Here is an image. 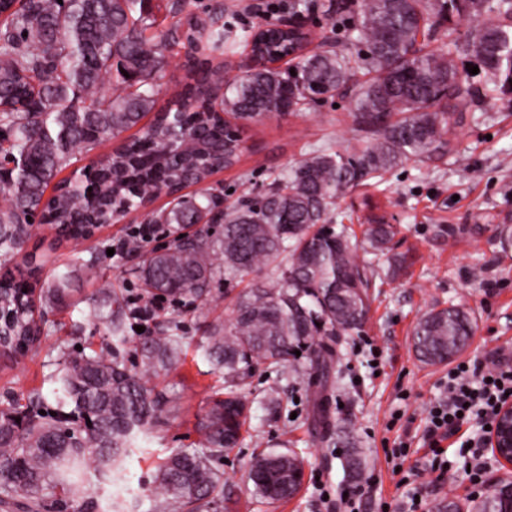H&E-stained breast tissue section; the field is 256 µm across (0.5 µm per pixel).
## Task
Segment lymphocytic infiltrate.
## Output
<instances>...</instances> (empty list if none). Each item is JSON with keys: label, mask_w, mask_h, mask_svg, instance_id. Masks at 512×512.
Wrapping results in <instances>:
<instances>
[{"label": "lymphocytic infiltrate", "mask_w": 512, "mask_h": 512, "mask_svg": "<svg viewBox=\"0 0 512 512\" xmlns=\"http://www.w3.org/2000/svg\"><path fill=\"white\" fill-rule=\"evenodd\" d=\"M446 388L447 399L429 411L423 443L432 456V471L444 475L449 467L438 454L444 441L459 437L471 494L476 497L483 492L488 471L486 438L478 433L463 434L462 426L473 420L491 424L499 407L512 401V355L498 351L487 361L477 358L460 362L449 369Z\"/></svg>", "instance_id": "lymphocytic-infiltrate-1"}]
</instances>
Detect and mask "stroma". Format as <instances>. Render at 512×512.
I'll return each mask as SVG.
<instances>
[{
  "label": "stroma",
  "mask_w": 512,
  "mask_h": 512,
  "mask_svg": "<svg viewBox=\"0 0 512 512\" xmlns=\"http://www.w3.org/2000/svg\"><path fill=\"white\" fill-rule=\"evenodd\" d=\"M170 0H150L153 34L170 35L166 63L157 83L158 107H165L189 81L191 49L185 38L187 21L214 14L224 30L234 34L288 18V0H268L270 7L257 14L253 0H185L182 12L168 9ZM330 0H307L300 18L315 42H342V21L325 10ZM351 97L325 100L293 116H271L251 125L239 162L217 172L225 205L231 206L268 190L288 169L317 149L351 151L368 138L354 120ZM449 137L451 153L427 162H408L393 171L384 188L363 185L338 199L331 208L335 222L366 223V200L379 202L387 221L403 227L393 242L397 252L412 251L415 263L407 275L387 281L378 289L370 319L360 335L342 344L344 377L330 390L329 423L319 426L308 412L313 389L307 380H282L283 402L278 406L250 401V427L239 447L217 463L224 474V494L236 500L235 512H345L340 495L351 484L342 467L345 449L336 445L339 427H349L364 466L358 479L366 489L360 512H404L414 492L424 491L430 502L453 498L470 501L463 459L453 442H445L443 457L454 463L443 481H435L427 467L403 481L404 471L421 459V436L431 405L442 398L448 378L444 366L420 363L412 349L411 329L434 307L454 302L464 306L475 322L474 337L464 359L483 357L501 348L512 350V250L502 251L498 229L512 226V100L489 98L478 110L466 113ZM143 221L130 211L116 222L104 224L86 240L60 239L54 228L35 225L22 252L6 264L28 281L51 283L56 270L74 263L75 257L96 255V273L76 271L68 308L50 314V325L39 343L15 357H0V408L25 403L33 392L52 399L49 376L59 348L97 341L103 329L88 317V299L108 288L125 293L128 310L141 307L140 283L132 273L134 258L117 246ZM483 267L474 278L475 267ZM211 304L181 306L158 303L152 321L164 325L179 321L185 340V357L170 371L152 378L157 390L179 395L180 411L166 425L139 436L126 463L124 476L112 483L90 477L98 512H110L113 501L126 512H151L148 485L151 475L172 448L195 447L197 417L214 392L222 388L199 345L209 324L233 316L223 276L211 285ZM409 446L407 457L395 455L399 442ZM264 450L292 451L306 464L305 484L285 503L256 499L244 472L252 457Z\"/></svg>",
  "instance_id": "stroma-1"
}]
</instances>
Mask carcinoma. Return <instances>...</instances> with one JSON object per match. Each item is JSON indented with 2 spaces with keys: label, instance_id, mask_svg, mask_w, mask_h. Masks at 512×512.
Segmentation results:
<instances>
[{
  "label": "carcinoma",
  "instance_id": "obj_1",
  "mask_svg": "<svg viewBox=\"0 0 512 512\" xmlns=\"http://www.w3.org/2000/svg\"><path fill=\"white\" fill-rule=\"evenodd\" d=\"M358 0L357 19L345 38L360 44L353 56L340 48L303 49L300 34L273 25L247 31L239 40L264 54L275 47L293 54L284 75L263 67L227 77L220 69L192 74L183 95L158 110L157 77L164 66L163 40L144 36L145 0H0V132L5 153V203L0 205V255L18 254L27 235L23 222L37 218L73 229L82 238L94 220L138 208L162 187L193 184L238 162L230 127L216 116L237 120L262 113L292 114L355 87L357 124L372 137L353 152L315 151L292 166L263 196L224 213L218 236L208 230L190 246L174 243L152 251L138 267L142 297L149 304L171 299L205 304L211 280L224 274L230 287L252 272L268 269L273 279L235 297L232 319L209 325L204 357L224 377L197 423L194 448H174L154 474L152 512H218L224 508V473L215 461L237 447L248 424L243 394L253 370L276 375L259 400L280 401L279 382L292 375L315 384L313 420L328 419L327 386L341 378L339 337L363 332L377 281L407 274L410 252L388 256L400 225L368 219L363 254L352 245L350 224H331L330 206L349 190L381 182L403 164L426 162L450 147L447 134L457 116L487 97H512V0ZM491 16L481 18L484 10ZM470 24L460 37L452 21ZM224 32L212 19L196 17L190 30ZM440 47L427 50L418 37ZM474 56L480 84L460 79L458 60ZM128 75H123V72ZM150 112L142 134L125 140L123 151L102 158L97 169L45 190L70 164L76 150H93L137 126ZM212 200L190 198L172 208L166 221L191 226ZM71 270L59 272L39 290L0 272V333L4 354L19 352L46 330L43 309L69 305ZM90 318L104 326L99 346L61 352L52 375L55 407L39 392L24 405L0 410V507L23 497L33 512H68L86 495V465L99 477L120 478L140 433L179 410L178 397H164L149 379L177 365L183 354L182 327L171 320L140 339L135 358L126 341V312L120 291L109 289L89 305ZM473 320L461 307L432 308L414 325L412 342L420 362L445 364L467 349ZM300 354H295V351ZM304 362H299V359ZM305 462L294 452L254 455L245 477L264 501H286L303 485ZM509 512L502 495L476 502H437L434 512Z\"/></svg>",
  "mask_w": 512,
  "mask_h": 512
}]
</instances>
